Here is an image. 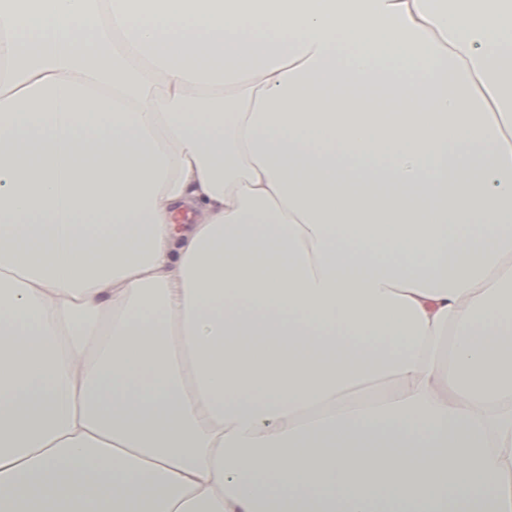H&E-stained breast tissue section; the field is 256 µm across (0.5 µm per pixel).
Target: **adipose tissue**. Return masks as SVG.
Masks as SVG:
<instances>
[{"mask_svg":"<svg viewBox=\"0 0 512 512\" xmlns=\"http://www.w3.org/2000/svg\"><path fill=\"white\" fill-rule=\"evenodd\" d=\"M0 23V512H512V0Z\"/></svg>","mask_w":512,"mask_h":512,"instance_id":"ef3b65f1","label":"adipose tissue"}]
</instances>
